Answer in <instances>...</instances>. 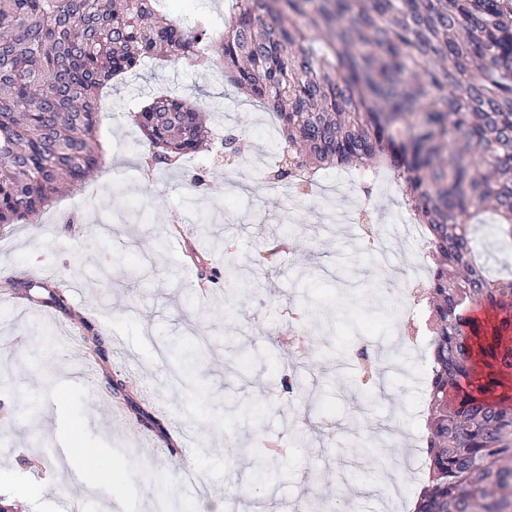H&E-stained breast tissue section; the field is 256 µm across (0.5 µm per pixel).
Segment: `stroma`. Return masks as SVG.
Instances as JSON below:
<instances>
[{
	"instance_id": "35a3bbf8",
	"label": "stroma",
	"mask_w": 512,
	"mask_h": 512,
	"mask_svg": "<svg viewBox=\"0 0 512 512\" xmlns=\"http://www.w3.org/2000/svg\"><path fill=\"white\" fill-rule=\"evenodd\" d=\"M160 9L189 26L223 19L225 4ZM165 94L207 109L210 143L179 166L148 167L130 114ZM102 104L98 142L112 154L93 180L35 223L0 227V379L11 388L0 406V498L16 512H70L79 486L45 454L61 442L73 472L86 466L84 449H97L124 512H153L147 476L164 467L169 512H205L219 498L227 512H255L242 477L272 448L267 512H388L391 481L402 489L397 512H409L423 479L408 465L423 457L431 346L426 336L409 342L419 308L406 302L411 255L395 184H353L350 169L333 167L316 176L324 194L270 189L269 161L284 146L278 120L217 66L149 63L115 77ZM228 133L246 139L238 155L224 150ZM361 207L395 240L393 274L357 225L332 227ZM284 229L288 246L270 255ZM20 279L67 282L70 313L15 297ZM74 312L111 340L106 369L125 397L87 387L67 363L81 341L67 331ZM367 341L390 357L383 396L362 387L353 359ZM202 342L210 351L190 370L157 361L172 345ZM143 410L163 425L161 446L197 461L202 489L137 439Z\"/></svg>"
}]
</instances>
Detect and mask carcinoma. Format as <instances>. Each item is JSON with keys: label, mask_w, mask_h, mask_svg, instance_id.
<instances>
[{"label": "carcinoma", "mask_w": 512, "mask_h": 512, "mask_svg": "<svg viewBox=\"0 0 512 512\" xmlns=\"http://www.w3.org/2000/svg\"><path fill=\"white\" fill-rule=\"evenodd\" d=\"M156 0H0V224L27 222L103 165L101 98L150 59L220 51L231 83L273 110L280 162L392 175L428 234L432 346L425 484L414 512H512V266L493 274L474 218L512 253V4L507 0H227L218 34ZM325 29L320 40L312 31ZM172 166L207 137L204 108L160 95L133 113ZM21 295L69 311L52 285ZM82 337L102 361L94 325Z\"/></svg>", "instance_id": "1"}]
</instances>
